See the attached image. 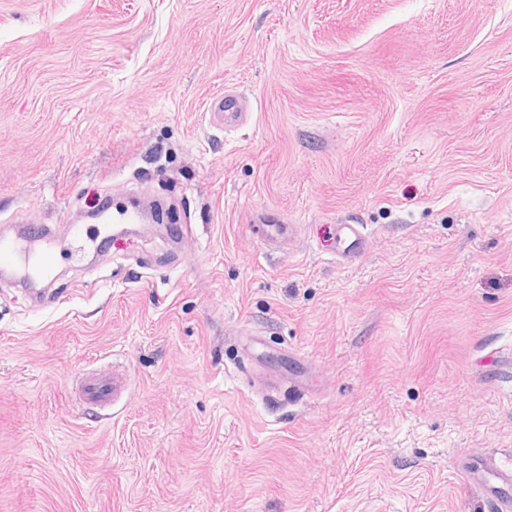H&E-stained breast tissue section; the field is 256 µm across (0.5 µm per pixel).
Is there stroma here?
Listing matches in <instances>:
<instances>
[{
  "label": "stroma",
  "mask_w": 512,
  "mask_h": 512,
  "mask_svg": "<svg viewBox=\"0 0 512 512\" xmlns=\"http://www.w3.org/2000/svg\"><path fill=\"white\" fill-rule=\"evenodd\" d=\"M19 216L56 300L0 277V512H494L457 460L512 451V0H0ZM211 111L212 116L217 120L220 126L227 125L229 120L242 116L238 112V102L233 96L226 95L224 99L214 102ZM359 224H340L336 227V239L347 244L338 256L343 260L359 257L365 248V235ZM123 380L112 376L80 375L72 384V392L87 404H105L113 401L123 389Z\"/></svg>",
  "instance_id": "35a3bbf8"
}]
</instances>
